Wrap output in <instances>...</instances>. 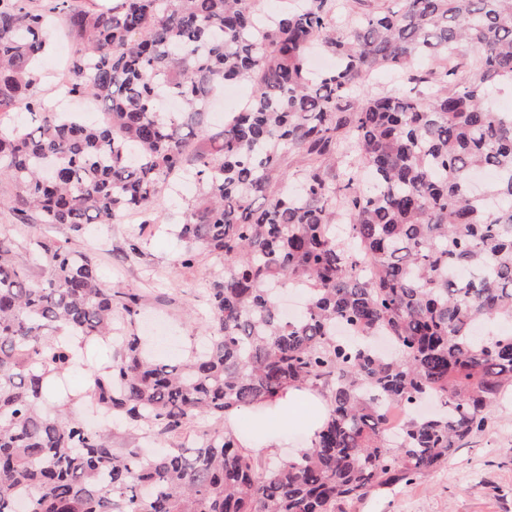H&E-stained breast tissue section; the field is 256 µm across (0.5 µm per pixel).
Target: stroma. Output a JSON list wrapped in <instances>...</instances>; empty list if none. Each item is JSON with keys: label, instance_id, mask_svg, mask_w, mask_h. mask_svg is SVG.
Returning <instances> with one entry per match:
<instances>
[{"label": "stroma", "instance_id": "obj_1", "mask_svg": "<svg viewBox=\"0 0 512 512\" xmlns=\"http://www.w3.org/2000/svg\"><path fill=\"white\" fill-rule=\"evenodd\" d=\"M50 30L46 49L36 62L33 87L34 95L47 101L58 94L57 79L75 49L64 35L63 18L53 17ZM198 192L193 180L177 179L161 190L159 224L149 227L139 217L130 216L119 224H90L76 231L66 224L17 223L11 211L14 185L0 179V233L15 239V261L34 282L45 275L34 251L35 238L45 235L91 252L106 287L142 295L145 309L135 331L147 337L149 353L179 360L189 354L195 337L203 333V290L224 270L223 261L206 251L198 252L193 265L181 262L177 230ZM134 236L143 240L142 253L124 258V244ZM110 354L104 342L87 343L75 365L54 382L46 410L52 412L62 406L80 418L94 414L84 392ZM347 512H512V400L495 406L487 429L457 449L426 482L370 496L348 506Z\"/></svg>", "mask_w": 512, "mask_h": 512}]
</instances>
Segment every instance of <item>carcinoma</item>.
Wrapping results in <instances>:
<instances>
[{
  "label": "carcinoma",
  "instance_id": "carcinoma-1",
  "mask_svg": "<svg viewBox=\"0 0 512 512\" xmlns=\"http://www.w3.org/2000/svg\"><path fill=\"white\" fill-rule=\"evenodd\" d=\"M349 1L361 2L295 0L262 18L256 0H0V115L36 117L0 128L17 220L155 224L193 136L182 263L200 249L224 259L200 347L165 362L117 325L142 296L105 287L91 253L37 241L46 277L33 284L0 234V512L21 495L25 512H341L429 476L512 391V332H500L512 327V112L486 104L512 89V0ZM57 15L76 44L69 91L101 105L104 124L32 93ZM382 69L398 83L372 92ZM241 80L247 107L212 131L211 97ZM165 99L182 108L162 111ZM286 282L306 290L295 319L276 302ZM379 336L394 355L371 346ZM98 340L112 355L85 397L149 441L290 388L319 392L330 413L311 446L271 463L229 426L187 448H114L43 408ZM390 403L410 408L392 435Z\"/></svg>",
  "mask_w": 512,
  "mask_h": 512
}]
</instances>
